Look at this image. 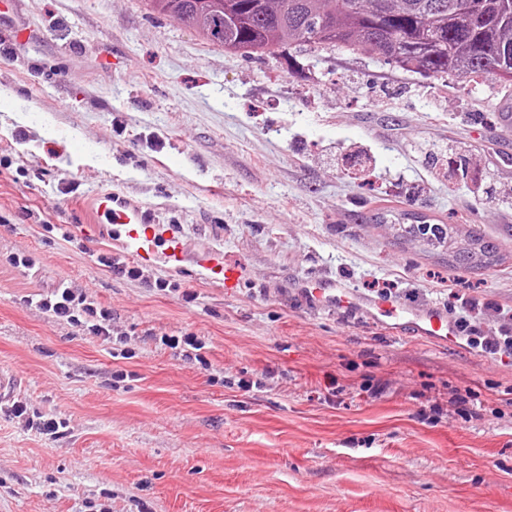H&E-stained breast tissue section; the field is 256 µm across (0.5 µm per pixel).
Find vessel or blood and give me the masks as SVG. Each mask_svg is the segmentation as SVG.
Here are the masks:
<instances>
[{"label":"vessel or blood","instance_id":"vessel-or-blood-1","mask_svg":"<svg viewBox=\"0 0 512 512\" xmlns=\"http://www.w3.org/2000/svg\"><path fill=\"white\" fill-rule=\"evenodd\" d=\"M96 208L107 223L113 224L129 258L135 263L149 266L161 258L169 266L182 267L181 241L167 234L148 211L110 194L98 196ZM196 266L208 280L222 284L226 294L237 293L244 284L243 268L225 261L223 254H202L197 257ZM302 289L313 302L343 312H356L375 322H392L394 327L409 329L413 335L441 345L454 347L461 339L456 323L449 318L446 309L439 306L416 309L393 300H363L346 288L325 281L305 282Z\"/></svg>","mask_w":512,"mask_h":512}]
</instances>
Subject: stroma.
I'll return each instance as SVG.
<instances>
[{
  "mask_svg": "<svg viewBox=\"0 0 512 512\" xmlns=\"http://www.w3.org/2000/svg\"><path fill=\"white\" fill-rule=\"evenodd\" d=\"M15 36L0 370L28 419L0 411V512H512V367L483 344L512 336V128L493 118L512 97L331 46L245 58L144 0H13L0 49ZM102 193L177 227L183 269L99 266L124 253ZM406 212L502 262L394 242ZM215 250L243 267L238 294L195 276ZM317 279L469 325L444 347L312 304ZM62 284L111 311L114 341L36 307ZM188 334L203 361L161 342ZM50 417L58 434L32 428Z\"/></svg>",
  "mask_w": 512,
  "mask_h": 512,
  "instance_id": "stroma-1",
  "label": "stroma"
}]
</instances>
